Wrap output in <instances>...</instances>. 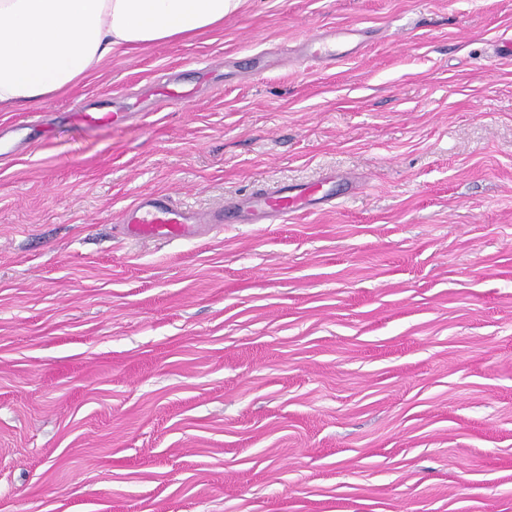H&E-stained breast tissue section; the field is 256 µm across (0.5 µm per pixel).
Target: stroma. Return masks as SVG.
<instances>
[{"label": "stroma", "instance_id": "obj_1", "mask_svg": "<svg viewBox=\"0 0 512 512\" xmlns=\"http://www.w3.org/2000/svg\"><path fill=\"white\" fill-rule=\"evenodd\" d=\"M503 37L512 0H243L0 112V512H512ZM331 172L285 224L113 231ZM336 39V32L333 31L329 37L317 36L310 39L302 46L304 57L322 63L332 65L336 62V50L333 49L332 40Z\"/></svg>", "mask_w": 512, "mask_h": 512}]
</instances>
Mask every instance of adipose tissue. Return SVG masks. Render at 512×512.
Wrapping results in <instances>:
<instances>
[{
  "instance_id": "1",
  "label": "adipose tissue",
  "mask_w": 512,
  "mask_h": 512,
  "mask_svg": "<svg viewBox=\"0 0 512 512\" xmlns=\"http://www.w3.org/2000/svg\"><path fill=\"white\" fill-rule=\"evenodd\" d=\"M241 0H0V111L31 106L119 47L223 24Z\"/></svg>"
}]
</instances>
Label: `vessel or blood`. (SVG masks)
<instances>
[{
	"instance_id": "b4317fda",
	"label": "vessel or blood",
	"mask_w": 512,
	"mask_h": 512,
	"mask_svg": "<svg viewBox=\"0 0 512 512\" xmlns=\"http://www.w3.org/2000/svg\"><path fill=\"white\" fill-rule=\"evenodd\" d=\"M302 54L325 65L336 61L332 40L325 36L306 42ZM335 181V175L330 174L309 184L282 182L206 212L184 207L167 193L143 194L121 211L116 229L120 236L130 241L172 242L216 235L229 221L284 224L296 214L317 211L335 203L336 193L331 188Z\"/></svg>"
}]
</instances>
